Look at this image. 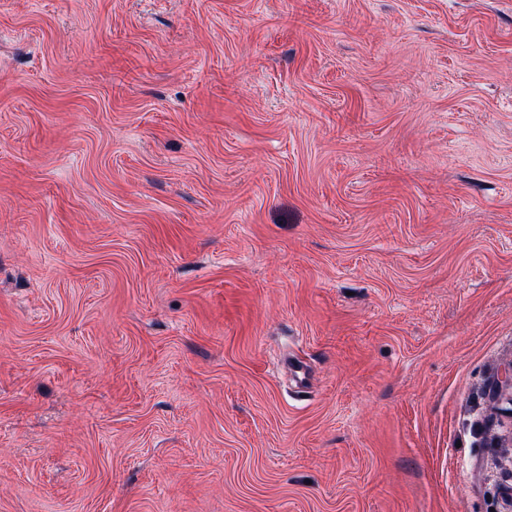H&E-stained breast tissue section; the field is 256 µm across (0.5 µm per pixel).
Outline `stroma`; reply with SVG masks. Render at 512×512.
<instances>
[{
    "mask_svg": "<svg viewBox=\"0 0 512 512\" xmlns=\"http://www.w3.org/2000/svg\"><path fill=\"white\" fill-rule=\"evenodd\" d=\"M511 370L512 0H0V512H512Z\"/></svg>",
    "mask_w": 512,
    "mask_h": 512,
    "instance_id": "35a3bbf8",
    "label": "stroma"
}]
</instances>
